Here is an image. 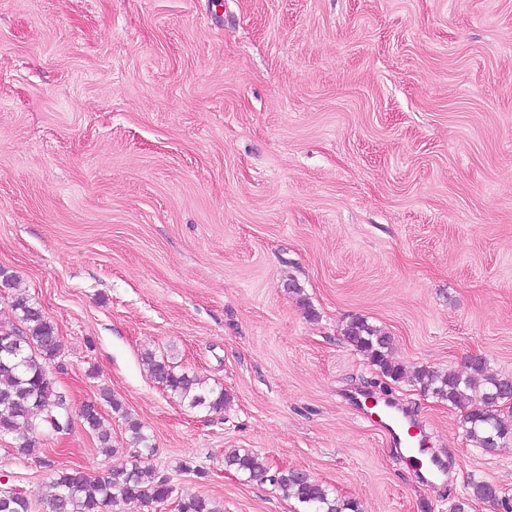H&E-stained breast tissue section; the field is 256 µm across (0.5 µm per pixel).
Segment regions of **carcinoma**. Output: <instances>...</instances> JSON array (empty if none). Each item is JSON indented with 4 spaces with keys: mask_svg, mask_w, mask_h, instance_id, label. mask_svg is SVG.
Listing matches in <instances>:
<instances>
[{
    "mask_svg": "<svg viewBox=\"0 0 512 512\" xmlns=\"http://www.w3.org/2000/svg\"><path fill=\"white\" fill-rule=\"evenodd\" d=\"M13 310L15 319L0 320V435H21L22 441L16 446L18 454L36 458L47 469L53 490L52 512H114L122 503L170 500L174 488L169 479L148 478L136 465L111 466L101 473L81 468L57 471L51 460L40 456L43 428L67 431L73 422L67 396L56 387L50 372V364L60 356L63 344L56 325L28 297H15ZM344 335L383 375L395 382L406 380L442 402L465 409V436L474 447L492 452L512 442V407L508 405L512 400V377L486 375L482 356L469 358L465 374L427 368L411 371L391 356L390 337L367 321H350ZM141 363L151 377L189 407L212 411L224 408V389L208 385L205 378L194 372L176 370L169 358L146 352L141 355ZM102 399L126 421L129 444L149 447L142 424L125 411L121 401L107 391L102 393ZM78 417L84 428L96 435L101 447H111L112 435L104 428L99 405H83ZM224 465L250 480L269 479L284 497L301 504L303 512H357L353 503L330 496L322 484L302 478L295 470L268 475L266 464L252 452L227 453ZM473 495L500 503L503 512H512V504L501 499L492 484H474ZM30 508L28 499L21 494L0 493V512H30ZM177 512L223 509L209 498L192 496L179 501Z\"/></svg>",
    "mask_w": 512,
    "mask_h": 512,
    "instance_id": "carcinoma-1",
    "label": "carcinoma"
}]
</instances>
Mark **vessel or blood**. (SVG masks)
<instances>
[{"instance_id": "vessel-or-blood-1", "label": "vessel or blood", "mask_w": 512, "mask_h": 512, "mask_svg": "<svg viewBox=\"0 0 512 512\" xmlns=\"http://www.w3.org/2000/svg\"><path fill=\"white\" fill-rule=\"evenodd\" d=\"M378 415L394 445L406 449V459L417 476L429 482L445 474V466L424 451L430 437L422 421L415 418L407 408L387 401L383 402Z\"/></svg>"}]
</instances>
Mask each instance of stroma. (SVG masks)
Instances as JSON below:
<instances>
[{"instance_id":"35a3bbf8","label":"stroma","mask_w":512,"mask_h":512,"mask_svg":"<svg viewBox=\"0 0 512 512\" xmlns=\"http://www.w3.org/2000/svg\"><path fill=\"white\" fill-rule=\"evenodd\" d=\"M0 267V316L22 293L57 325L71 407L111 391L154 448L106 407L110 449L78 420L45 431L55 469L171 481L120 512H301L225 467L232 448L359 512H496L471 486L512 499V445L475 448L460 409L343 329L380 327L409 367L478 354L512 376V0H0ZM147 350L223 410L180 403ZM360 391L414 409L445 481L414 477ZM17 443L0 438V490L50 512ZM141 363L150 376L161 383L173 397L187 403L190 408L206 407L212 411L224 408V389L209 386L207 380L197 373L177 371L169 358L146 352Z\"/></svg>"}]
</instances>
